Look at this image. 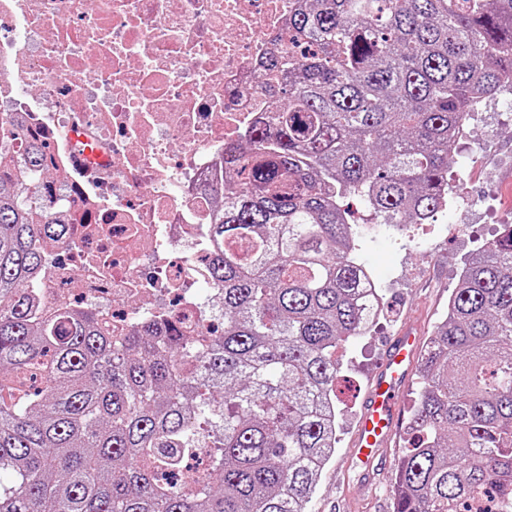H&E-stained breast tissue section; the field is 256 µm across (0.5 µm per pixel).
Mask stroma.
<instances>
[{
    "mask_svg": "<svg viewBox=\"0 0 512 512\" xmlns=\"http://www.w3.org/2000/svg\"><path fill=\"white\" fill-rule=\"evenodd\" d=\"M465 179L454 206L429 225L389 228L364 235L357 254L385 285V306L367 336L342 352L344 393L337 419L336 454L325 467L312 512H393L389 485L405 446L406 431L379 449L372 468L356 465L351 442L365 393L392 336L404 328L429 338L448 310L467 259L512 224V106L492 103L475 113L470 137L448 170Z\"/></svg>",
    "mask_w": 512,
    "mask_h": 512,
    "instance_id": "35a3bbf8",
    "label": "stroma"
}]
</instances>
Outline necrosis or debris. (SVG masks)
Returning a JSON list of instances; mask_svg holds the SVG:
<instances>
[{"mask_svg": "<svg viewBox=\"0 0 512 512\" xmlns=\"http://www.w3.org/2000/svg\"><path fill=\"white\" fill-rule=\"evenodd\" d=\"M295 0H0V134L46 143L43 203L69 224L38 279L43 310L143 317L206 341L222 319L207 273L224 145L269 98L261 65ZM78 132L103 161L82 165Z\"/></svg>", "mask_w": 512, "mask_h": 512, "instance_id": "4bbe7bcc", "label": "necrosis or debris"}]
</instances>
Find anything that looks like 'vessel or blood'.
Returning a JSON list of instances; mask_svg holds the SVG:
<instances>
[{
    "instance_id": "obj_1",
    "label": "vessel or blood",
    "mask_w": 512,
    "mask_h": 512,
    "mask_svg": "<svg viewBox=\"0 0 512 512\" xmlns=\"http://www.w3.org/2000/svg\"><path fill=\"white\" fill-rule=\"evenodd\" d=\"M419 346L418 336L407 330L399 332L370 383L352 441V456L362 465L372 463L377 449L386 446L396 430L400 412L395 397L410 382Z\"/></svg>"
}]
</instances>
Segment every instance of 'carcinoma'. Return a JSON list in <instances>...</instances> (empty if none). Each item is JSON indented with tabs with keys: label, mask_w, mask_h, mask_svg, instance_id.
<instances>
[{
	"label": "carcinoma",
	"mask_w": 512,
	"mask_h": 512,
	"mask_svg": "<svg viewBox=\"0 0 512 512\" xmlns=\"http://www.w3.org/2000/svg\"><path fill=\"white\" fill-rule=\"evenodd\" d=\"M275 106L224 145V334L147 317L119 339L42 313L66 225L0 179V512H308L336 453V349L367 333L355 196L381 224L448 205L460 118L512 75V0H296ZM0 141L31 172L44 146ZM393 512H512V225L466 264L422 350ZM208 448L210 480H189Z\"/></svg>",
	"instance_id": "1"
}]
</instances>
